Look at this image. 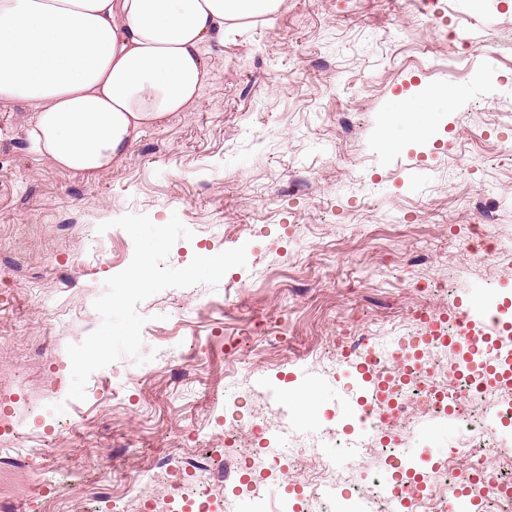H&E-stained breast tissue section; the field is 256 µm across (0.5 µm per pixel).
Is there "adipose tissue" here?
Returning <instances> with one entry per match:
<instances>
[{"label": "adipose tissue", "instance_id": "adipose-tissue-1", "mask_svg": "<svg viewBox=\"0 0 512 512\" xmlns=\"http://www.w3.org/2000/svg\"><path fill=\"white\" fill-rule=\"evenodd\" d=\"M283 0H0V102L33 114L35 149L92 176L142 129L192 111L226 23Z\"/></svg>", "mask_w": 512, "mask_h": 512}]
</instances>
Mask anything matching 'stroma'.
I'll return each instance as SVG.
<instances>
[{
	"label": "stroma",
	"instance_id": "35a3bbf8",
	"mask_svg": "<svg viewBox=\"0 0 512 512\" xmlns=\"http://www.w3.org/2000/svg\"><path fill=\"white\" fill-rule=\"evenodd\" d=\"M444 3L467 54L420 21L414 0H283L211 47L192 111L143 129L91 177L38 153L31 113L0 103V364L23 378L69 380L68 345L97 328L93 302L133 256L114 219L178 215L194 237L174 244L177 268L201 250L248 247L246 267L225 275L230 291L170 288L137 307L144 351L193 341L195 373L125 357L92 374L85 400L63 387L33 411L21 394L0 402L23 420L26 447L48 448L41 464L73 475L63 500L21 495L10 512H81L138 471L164 492L159 459L241 454L224 438L234 368L256 369L255 389L293 434L322 430L323 457H336L353 367L316 354L444 306L426 290L441 278L464 299L512 297V165L498 161L512 149V0ZM440 87L447 99L433 97ZM488 192L489 258L471 244ZM72 306L83 321L62 315ZM306 389L308 414L285 399ZM73 418L80 427L60 433ZM456 437L453 418L416 420L413 465L436 471Z\"/></svg>",
	"mask_w": 512,
	"mask_h": 512
}]
</instances>
